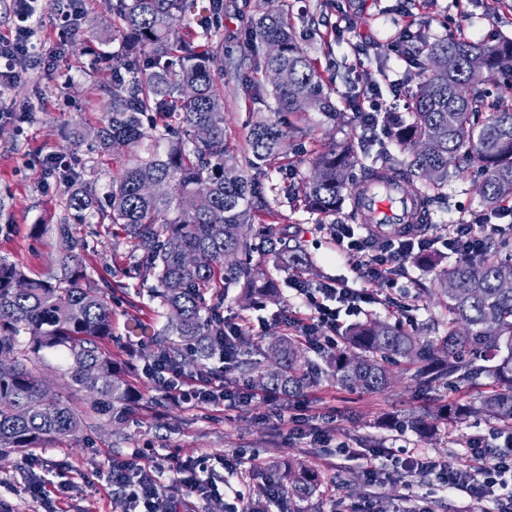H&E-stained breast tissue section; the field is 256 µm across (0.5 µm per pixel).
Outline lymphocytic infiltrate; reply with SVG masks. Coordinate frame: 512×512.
Here are the masks:
<instances>
[{"mask_svg":"<svg viewBox=\"0 0 512 512\" xmlns=\"http://www.w3.org/2000/svg\"><path fill=\"white\" fill-rule=\"evenodd\" d=\"M18 17V23L8 34L0 35L1 90L19 87L29 70L57 68L65 56V47L61 44L46 53H36L35 30L27 22L28 15L22 10ZM504 230V225L491 223L483 214L449 225L443 234L420 232L380 242L357 233L350 224L328 227L329 238L337 252L355 258L361 277L390 289H396L398 275L415 256L441 247L456 258L474 259L483 256L488 241ZM288 284L305 305L304 311H290L289 329L298 337L316 341L322 350L336 345L341 311L358 312L363 305L378 304L402 316L410 309L408 295L404 292L395 297H383L340 281L311 289L296 274L289 275ZM146 375L172 403L201 408L224 404L223 390L207 375L190 374L158 361L151 363ZM499 434V428L493 427L486 437L470 441V465L463 471L440 464L428 455L414 453L402 458L401 466L410 474L437 473L442 486L449 491L465 492L477 502L491 497L498 505V512H512V439L498 444ZM202 465L201 459L189 457L178 460L175 467L168 469L145 450L136 449L128 458L108 463L112 498L121 512H155L158 480L167 473L181 488L180 497L172 501L171 512H180L183 502L192 499L220 504L222 496L215 487L194 477L196 469Z\"/></svg>","mask_w":512,"mask_h":512,"instance_id":"lymphocytic-infiltrate-1","label":"lymphocytic infiltrate"}]
</instances>
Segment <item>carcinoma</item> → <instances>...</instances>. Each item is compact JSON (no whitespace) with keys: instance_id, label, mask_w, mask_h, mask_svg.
<instances>
[{"instance_id":"1","label":"carcinoma","mask_w":512,"mask_h":512,"mask_svg":"<svg viewBox=\"0 0 512 512\" xmlns=\"http://www.w3.org/2000/svg\"><path fill=\"white\" fill-rule=\"evenodd\" d=\"M106 3L124 26L125 40L112 53V83L102 87L94 137L98 155L114 160L118 169L102 198L73 166L46 172L69 188L66 217L55 225L60 274L32 278L0 257V361L6 363L0 369V454L25 455L99 420L124 423L139 400L107 347L113 339L108 292L84 274L76 225L94 219L124 232L134 257L124 276L138 280L149 301L168 315L161 329L141 321L131 329L150 337L156 360L218 379L224 370L216 359L226 350L239 378L261 391L279 388L291 396L326 369L345 386L383 392L391 386L394 361L414 367L423 386L487 373L502 386L464 405H444L429 420L412 417L407 425L421 437L436 436L440 425L469 416L512 425V288L499 280L500 270L512 264V236L491 241L480 259L460 260L444 273L437 296L445 316L437 336H414L369 319L347 327L343 347L322 366L287 334L261 349L242 333L225 336L224 329L230 289H239L242 303L276 297L286 273L309 265L304 244L286 227L264 241L275 255L272 268L251 263L259 248L253 221L271 214L269 192L326 216L363 193L368 182L397 185L412 203L403 226L391 230L395 236L422 223L426 206L446 195L450 158L456 165L478 161L486 206L512 196V103L490 100L475 88L485 78L512 88V40L488 45L463 38L412 47L413 60L423 55L426 61L420 63L409 120L396 136L412 153L409 164L386 151L371 159L346 141L315 157L311 178L267 186L260 175L287 156L289 131L271 118L255 121L243 157L256 173H245L224 128L221 49L196 44L181 30L193 22L207 32L215 28L224 0ZM244 43L253 58H262L274 112L298 119L318 112L336 120L332 87L293 38L288 0L259 17L245 31ZM476 54L483 59L480 73L470 67ZM201 128L209 132L205 140L196 136ZM116 142L126 145L121 155L113 153ZM50 355L59 357L68 395H83L86 407L45 387ZM258 355L278 360V371L266 373ZM479 359L486 365L476 364ZM273 468L288 479L292 512H305L301 503L316 492L318 475L300 462Z\"/></svg>"}]
</instances>
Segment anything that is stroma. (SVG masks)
Listing matches in <instances>:
<instances>
[{
  "instance_id": "1",
  "label": "stroma",
  "mask_w": 512,
  "mask_h": 512,
  "mask_svg": "<svg viewBox=\"0 0 512 512\" xmlns=\"http://www.w3.org/2000/svg\"><path fill=\"white\" fill-rule=\"evenodd\" d=\"M280 0H224V15L215 37L225 57L238 60V68L224 71V126L231 142L243 144L252 122L269 115L273 100L268 86L251 83L253 60L247 59L241 34L259 14L275 9ZM294 37L315 60L321 74L336 88L337 115L327 121L310 113L309 135L289 141V160L297 174L309 173L319 151L331 142L354 137L369 153L388 150L401 161L410 152L394 139L370 133L356 121L350 100L362 98L373 83L383 78L401 79L406 93L394 98L383 90V106H396L407 115L408 95L420 81L421 69L389 54L390 44L403 31H412L418 42L435 43L466 38L488 44L512 39V0H349L347 13L336 12L331 0H289ZM83 29L90 48L68 53L62 72H42L14 90L0 91V108L32 110L26 120L0 123V256L21 267L32 277L59 273L58 248L52 232L65 212L67 187L44 178L43 160L49 153L68 154L73 135L84 140L78 157L95 159L91 129L103 108L101 88L112 79V52L123 38L119 24L104 0H83ZM479 166L466 168L448 184V196L433 206L431 231H444L448 224L486 213L476 191ZM273 216L264 218L266 232L287 226L305 246L313 268L307 276L310 288L330 280L356 281L353 257L336 253L327 226L349 223L347 210L323 218L309 214L280 197L273 201ZM47 225L40 236L34 225ZM78 232L86 242L83 260L88 277L99 285L124 280L122 271L131 261L128 247L113 237L103 224H82ZM456 261L454 255L437 254L428 262L411 260L402 279L412 306L407 329L422 334L443 310L436 299L444 270ZM123 293L112 301L114 339L109 347L118 362L127 366L125 375L148 399L153 383L142 372L151 359L145 342L128 337L129 318L147 314V291L137 281L126 280ZM294 290L284 288L277 300L245 305L235 298L224 301L226 320L241 324L259 343H268L283 331L284 310L302 309ZM495 379L485 376L457 381L425 391L419 390L412 372L395 369L393 383L385 392L364 393L339 384L333 376H321L288 404L289 413L299 415L301 434H293L280 419L282 411L260 402L239 403L213 411L190 405L137 406L121 428L102 425L65 438L42 449L51 466L54 483H69L66 501L70 512H114L107 460H122L133 449L149 448L159 458L169 453L180 457H204L199 480L216 488L224 484L258 493L272 477L265 469L229 473L226 464L238 456H256L265 461L298 459L318 471L321 484L308 501L309 512H352L371 502L373 512H401L407 500H416L427 512H497L494 499L470 501L465 495L443 490L437 474L411 475L395 465L384 449L391 443L416 448L454 468L469 464L468 441L487 434L490 420L469 417L449 426L429 440L397 427L405 415L425 414L438 406L475 400L493 388ZM346 443L349 454L336 453ZM373 462L379 480L363 483L366 462ZM26 471L22 456L0 457V512H45L46 506L24 492Z\"/></svg>"
}]
</instances>
